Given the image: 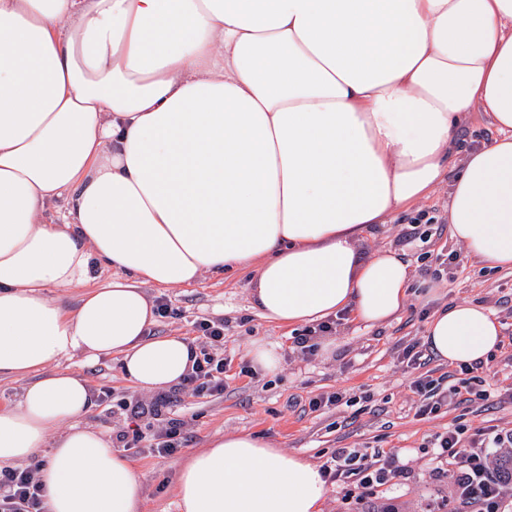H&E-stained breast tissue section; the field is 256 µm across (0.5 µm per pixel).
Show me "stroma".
Wrapping results in <instances>:
<instances>
[{
    "label": "stroma",
    "mask_w": 512,
    "mask_h": 512,
    "mask_svg": "<svg viewBox=\"0 0 512 512\" xmlns=\"http://www.w3.org/2000/svg\"><path fill=\"white\" fill-rule=\"evenodd\" d=\"M447 216L448 187L443 184L409 210L375 225L362 248L367 253L403 250L412 262L415 286L438 288L446 301L483 303L495 313L506 342L480 369L481 379L475 383L460 367L435 357L416 370L403 363V349L423 339L433 309L415 298L396 319L379 326L367 327L342 315L332 335L335 350L304 357L293 347L295 328L268 320L254 308L250 273L223 282L205 277L191 285L146 287L149 298L166 299L174 311L173 316L156 318L151 336L191 340L197 319L224 318L230 365L223 394H183L172 404V417L187 424V448L171 456L126 451L142 477V512H178L175 484L180 464L233 431L257 434L319 466L339 448H378L409 461V477L389 479L374 497L360 496L350 482L328 483L322 512H426L428 505L446 501L451 478L435 457V435L456 426L468 432L486 426L512 430V269H487L465 255L449 262L448 254L457 245L446 231ZM255 340L280 345L282 362L276 376L243 373L245 352ZM58 367L88 382L97 399L86 421L105 433L125 420L117 410L121 400L151 398L124 377L115 358L88 361L77 356L61 360ZM447 374L461 385L459 402L417 415L419 397L411 382L421 375L436 379ZM104 390L111 393L105 401L99 398ZM334 392L342 394L340 404L309 409L310 398Z\"/></svg>",
    "instance_id": "stroma-1"
}]
</instances>
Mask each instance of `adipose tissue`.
Returning a JSON list of instances; mask_svg holds the SVG:
<instances>
[{"label":"adipose tissue","instance_id":"ef3b65f1","mask_svg":"<svg viewBox=\"0 0 512 512\" xmlns=\"http://www.w3.org/2000/svg\"><path fill=\"white\" fill-rule=\"evenodd\" d=\"M485 113L491 143L453 159ZM448 185L469 258L512 268V0H0V467L49 453L47 512H140L138 470L84 425L86 381L116 357L147 392L181 382L188 340L153 337L146 287L253 273L293 326L395 318L413 274L361 260L370 225ZM113 271L94 285V264ZM77 288L73 309L46 297ZM493 312L439 303L424 342L487 361ZM318 467L248 432L193 453L178 512H320ZM495 136L494 129L488 124L482 112H474L470 119L458 130V142L480 145L489 142Z\"/></svg>","mask_w":512,"mask_h":512}]
</instances>
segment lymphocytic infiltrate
<instances>
[{
  "label": "lymphocytic infiltrate",
  "instance_id": "f902f5d3",
  "mask_svg": "<svg viewBox=\"0 0 512 512\" xmlns=\"http://www.w3.org/2000/svg\"><path fill=\"white\" fill-rule=\"evenodd\" d=\"M195 329L205 339L206 346L195 354L179 389L194 395L223 393L227 365L224 322L204 318L196 322ZM412 388L419 396L417 412L421 415L457 403L461 394L456 384L446 385L442 380L422 376L413 381ZM183 425V420L171 418L148 435L120 430L114 442L127 450L144 442L150 450L171 456L187 445ZM434 446L438 459L453 471L448 512H512V471L503 467L504 461L512 458V431L483 427L467 435L462 429L454 428L436 434ZM37 470L34 464L0 470V512H45ZM409 472L407 462L396 454L381 455L371 461L358 449L340 448L324 465L322 475L332 481L349 479L357 487L368 489L384 486L389 477H404Z\"/></svg>",
  "mask_w": 512,
  "mask_h": 512
}]
</instances>
